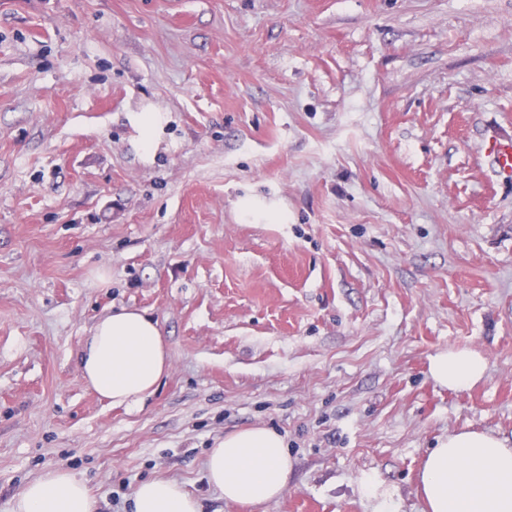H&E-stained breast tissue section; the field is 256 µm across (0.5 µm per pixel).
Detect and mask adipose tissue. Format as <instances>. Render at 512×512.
Listing matches in <instances>:
<instances>
[{"mask_svg": "<svg viewBox=\"0 0 512 512\" xmlns=\"http://www.w3.org/2000/svg\"><path fill=\"white\" fill-rule=\"evenodd\" d=\"M87 385L114 405H134L151 396L171 361L155 322L144 311L120 308L98 321L79 354ZM433 380L458 389L485 373L483 356L451 348L434 355ZM204 469L226 503L252 512L281 497L288 486L284 438L256 426L226 434L209 449ZM427 512H512V443L479 432H459L430 449L418 474ZM85 483L65 470L29 482L13 512H93ZM134 512H200L198 500L170 479H151L133 491Z\"/></svg>", "mask_w": 512, "mask_h": 512, "instance_id": "ef3b65f1", "label": "adipose tissue"}]
</instances>
